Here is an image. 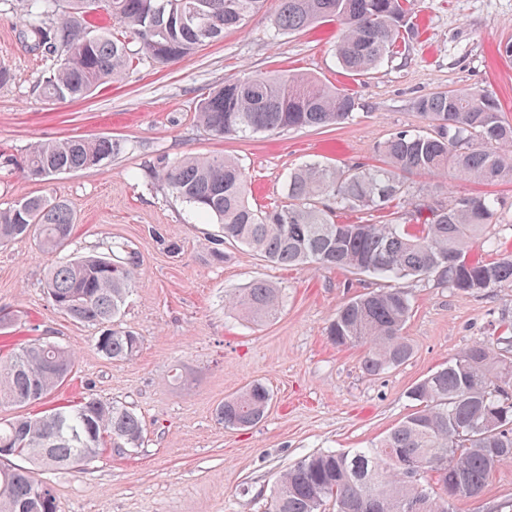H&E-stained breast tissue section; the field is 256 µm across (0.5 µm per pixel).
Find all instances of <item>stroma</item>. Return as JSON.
<instances>
[{
    "label": "stroma",
    "mask_w": 512,
    "mask_h": 512,
    "mask_svg": "<svg viewBox=\"0 0 512 512\" xmlns=\"http://www.w3.org/2000/svg\"><path fill=\"white\" fill-rule=\"evenodd\" d=\"M278 0L238 30L162 67L138 66L78 101L43 97L46 62L26 45L12 0H0V207L57 195L74 211L65 255L135 252L140 263L119 327L142 345L116 362L93 347L94 327L70 320L44 288L55 263L33 238L0 246V358L34 339L69 347L77 366L55 393L26 411L35 415L93 396L132 407L145 425L137 448L104 445L87 469L48 471L58 512H265L279 474L316 451L366 448L412 412L407 392L475 340L512 321V289L463 293L408 279L413 310L405 334L409 361L371 376L364 349L338 347L326 327L337 307L371 291L374 280L342 270L284 268L238 245L223 261L210 257L213 225L168 191L152 173L159 158L230 156L252 184L251 200L279 203L289 172L311 161L371 164L377 147L399 130L426 125L417 100L437 91L477 87L512 118V60L498 52L512 40V0H414V31L398 54L363 82L336 62L334 23L281 36L271 32ZM304 73L355 92L350 120L250 138H218L199 126L196 105L248 73ZM109 137L119 153L100 165L47 181L23 176L16 163L39 142ZM12 166H4V158ZM177 241L171 254L156 233ZM267 280L284 290L275 319L251 324L224 306V294ZM253 382L273 395L264 419L248 429L224 427L216 407ZM454 512H512V464L494 471L478 498Z\"/></svg>",
    "instance_id": "35a3bbf8"
}]
</instances>
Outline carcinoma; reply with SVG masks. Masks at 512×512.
Returning <instances> with one entry per match:
<instances>
[{
  "label": "carcinoma",
  "instance_id": "cac0c4a2",
  "mask_svg": "<svg viewBox=\"0 0 512 512\" xmlns=\"http://www.w3.org/2000/svg\"><path fill=\"white\" fill-rule=\"evenodd\" d=\"M273 34L325 21L339 26L336 58L357 78L394 53L408 25L410 0H279ZM265 0H16L31 51L49 61L39 87L48 98L80 100L105 81H122L145 63L166 65L192 55L224 30L244 26ZM103 11L122 34L95 26ZM136 44L131 49L130 44ZM356 98L303 74L230 79L198 108L200 126L216 137H252L285 129L343 123ZM416 108L427 131L401 130L378 146L371 167L307 163L288 174L286 197L266 210L248 203L245 168L229 157L189 156L158 163L153 174L203 217L217 221L211 255L237 244L281 266L337 269L380 281L343 303L327 327L337 346L365 347L364 370L397 368L413 355L405 327L410 297L399 281L414 277L466 293L512 288V250L497 200L485 194L443 203L416 195L409 179L453 174L474 183H512V121L480 88L433 92ZM109 137L65 138L29 148L20 170L32 180L89 169L112 157ZM339 210L377 214L375 223L344 224ZM74 228L70 205L57 197L23 198L0 208V245L33 236L55 254ZM130 252L55 262L45 288L71 320L100 329L98 353L124 361L141 338L114 327L138 276ZM282 289L256 280L225 303L251 323L273 318ZM76 358L54 342L27 344L0 360V405L17 408L48 398L72 374ZM512 335L504 331L465 348L417 382V408L369 448L321 451L283 471L268 512H453L459 498H477L496 467L512 463ZM269 390L254 383L224 399L216 417L227 428L260 422ZM139 415L118 402L91 397L43 415L0 421V460H28L50 470L76 469L99 455L104 438L118 448L140 445ZM420 462L417 475L410 463ZM436 474V484L428 475ZM0 512H57L52 488L29 468L0 465Z\"/></svg>",
  "mask_w": 512,
  "mask_h": 512
}]
</instances>
